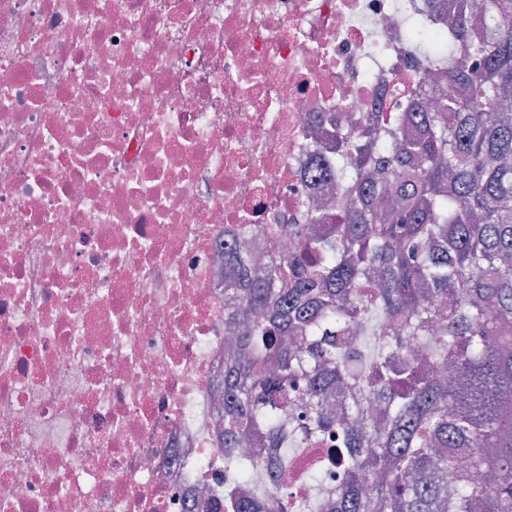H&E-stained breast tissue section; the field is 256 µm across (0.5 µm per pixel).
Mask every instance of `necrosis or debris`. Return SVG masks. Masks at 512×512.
Returning a JSON list of instances; mask_svg holds the SVG:
<instances>
[{
    "label": "necrosis or debris",
    "mask_w": 512,
    "mask_h": 512,
    "mask_svg": "<svg viewBox=\"0 0 512 512\" xmlns=\"http://www.w3.org/2000/svg\"><path fill=\"white\" fill-rule=\"evenodd\" d=\"M460 0H0V512H224V282L336 222V122ZM336 512V444L288 451Z\"/></svg>",
    "instance_id": "1"
}]
</instances>
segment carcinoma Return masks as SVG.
<instances>
[{
	"instance_id": "obj_1",
	"label": "carcinoma",
	"mask_w": 512,
	"mask_h": 512,
	"mask_svg": "<svg viewBox=\"0 0 512 512\" xmlns=\"http://www.w3.org/2000/svg\"><path fill=\"white\" fill-rule=\"evenodd\" d=\"M448 30L404 34L440 101L336 128L345 220L289 225L298 251L224 289L243 325L224 368V512H288L270 483L298 400L304 439L342 450L338 512H512V0H465ZM377 319L392 327L366 344ZM435 328V351L411 355ZM341 388L358 399L330 403ZM257 432L267 447H243Z\"/></svg>"
}]
</instances>
